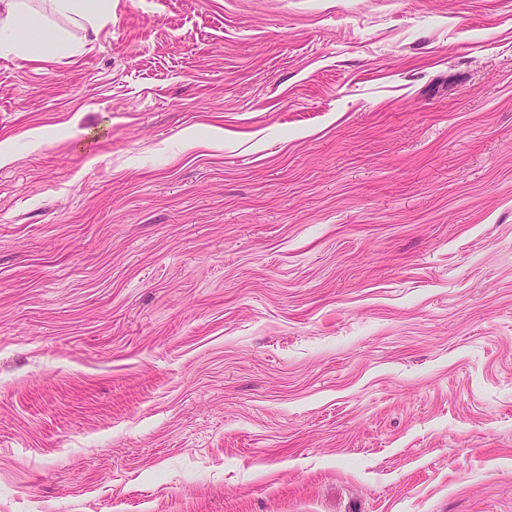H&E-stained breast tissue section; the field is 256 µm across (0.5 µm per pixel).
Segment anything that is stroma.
<instances>
[{"label":"stroma","mask_w":512,"mask_h":512,"mask_svg":"<svg viewBox=\"0 0 512 512\" xmlns=\"http://www.w3.org/2000/svg\"><path fill=\"white\" fill-rule=\"evenodd\" d=\"M28 5L0 512H512V0ZM55 10L87 22L92 30L112 13V0H51Z\"/></svg>","instance_id":"stroma-1"}]
</instances>
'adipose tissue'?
I'll return each instance as SVG.
<instances>
[{"label":"adipose tissue","mask_w":512,"mask_h":512,"mask_svg":"<svg viewBox=\"0 0 512 512\" xmlns=\"http://www.w3.org/2000/svg\"><path fill=\"white\" fill-rule=\"evenodd\" d=\"M61 49V42L46 33L39 18L30 12L26 0H0V52H22L29 44Z\"/></svg>","instance_id":"adipose-tissue-1"}]
</instances>
